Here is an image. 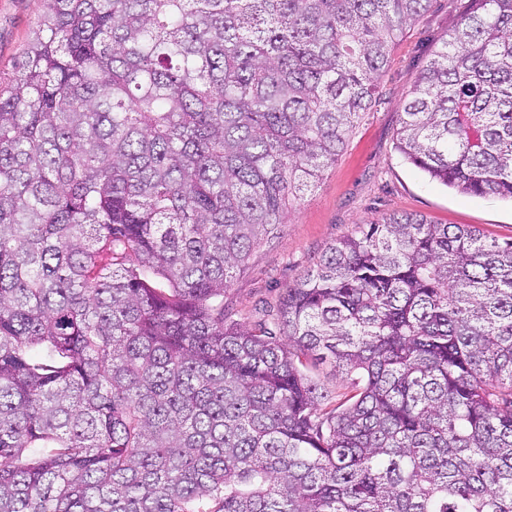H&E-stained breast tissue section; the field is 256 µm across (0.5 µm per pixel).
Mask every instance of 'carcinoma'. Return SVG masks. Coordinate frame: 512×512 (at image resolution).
<instances>
[{"label":"carcinoma","mask_w":512,"mask_h":512,"mask_svg":"<svg viewBox=\"0 0 512 512\" xmlns=\"http://www.w3.org/2000/svg\"><path fill=\"white\" fill-rule=\"evenodd\" d=\"M44 2L0 91V512H512V239L393 215L272 321L224 305L431 0ZM400 108L408 163L512 200V0ZM309 373L327 388L336 403L342 400L349 392V380L336 375L329 363L316 364L309 367Z\"/></svg>","instance_id":"obj_1"}]
</instances>
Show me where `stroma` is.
Listing matches in <instances>:
<instances>
[{
	"label": "stroma",
	"mask_w": 512,
	"mask_h": 512,
	"mask_svg": "<svg viewBox=\"0 0 512 512\" xmlns=\"http://www.w3.org/2000/svg\"><path fill=\"white\" fill-rule=\"evenodd\" d=\"M469 0H432L428 11L390 48L376 104L347 138L335 166L304 192L273 244L256 249L224 303L234 320L256 322L313 267L325 247L357 225L392 214H419L439 224H468L512 239V201L467 196L406 162L395 148L399 102L415 76L468 13ZM44 11L43 0H0V77H9Z\"/></svg>",
	"instance_id": "35a3bbf8"
}]
</instances>
